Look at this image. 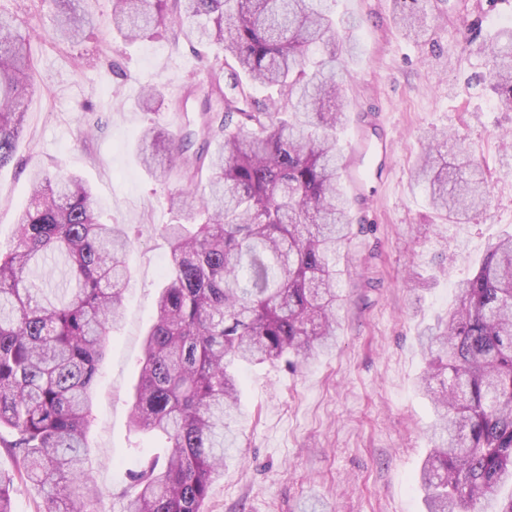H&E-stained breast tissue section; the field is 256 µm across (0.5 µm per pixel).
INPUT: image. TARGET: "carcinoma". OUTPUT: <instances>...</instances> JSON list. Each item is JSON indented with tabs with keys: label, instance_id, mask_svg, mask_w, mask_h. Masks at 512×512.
Masks as SVG:
<instances>
[{
	"label": "carcinoma",
	"instance_id": "carcinoma-1",
	"mask_svg": "<svg viewBox=\"0 0 512 512\" xmlns=\"http://www.w3.org/2000/svg\"><path fill=\"white\" fill-rule=\"evenodd\" d=\"M62 39L83 37L79 0H52ZM409 38L429 27L425 0H395ZM335 0H112V27L128 42L178 28L224 53L194 89L224 115L206 122L217 151L185 164L169 199L178 214L165 286L143 348L131 422L165 437L164 458L127 472L123 512H204L224 458L238 447L241 373L285 363L297 369L335 345L342 302L337 260L352 234L336 134L346 119L354 23ZM502 107L512 111V26L476 45ZM230 71L224 91L223 69ZM276 87L259 104L248 87ZM34 88L30 37L0 17V169L15 156ZM187 139L148 127L140 157L164 178L184 164ZM416 182L447 220L486 209L489 186L456 134L427 143ZM131 242L103 224L81 179L37 171L32 201L0 253V447L21 462L0 477V512H12L14 480L46 494L43 512H93L87 432L105 344L118 324ZM68 280L47 288L49 261ZM428 368L420 387L435 422L419 488L425 512H484L512 484V236L490 244L448 317L418 336Z\"/></svg>",
	"mask_w": 512,
	"mask_h": 512
}]
</instances>
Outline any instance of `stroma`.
I'll use <instances>...</instances> for the list:
<instances>
[{"mask_svg": "<svg viewBox=\"0 0 512 512\" xmlns=\"http://www.w3.org/2000/svg\"><path fill=\"white\" fill-rule=\"evenodd\" d=\"M89 21L77 45L56 35L48 0H0L31 37L37 89L25 101V132L0 170V249L11 244L30 200V175L75 174L92 184L102 223L132 240L122 318L100 366L87 442L100 490L96 512H121L125 470L162 448L129 421L143 342L155 318L174 223L167 197L180 170L158 181L139 146L154 122L176 135L197 132L201 105L177 96L207 77L195 46L156 34L123 43L112 0H80ZM427 38L407 39L393 0H336L361 22L348 63L350 103L339 150L352 166L358 109H380L391 139L385 181L346 184L353 233L340 259L343 303L334 348L295 371L267 364L243 372L241 446L211 486L207 512H421L417 480L433 416L417 380L426 366L417 336L447 314L490 243L512 233V112L480 78L483 58L465 42L512 24V0H436ZM164 98L143 111L141 92ZM457 132L475 149L490 185L476 219L452 224L428 205L414 168L428 141Z\"/></svg>", "mask_w": 512, "mask_h": 512, "instance_id": "obj_1", "label": "stroma"}]
</instances>
